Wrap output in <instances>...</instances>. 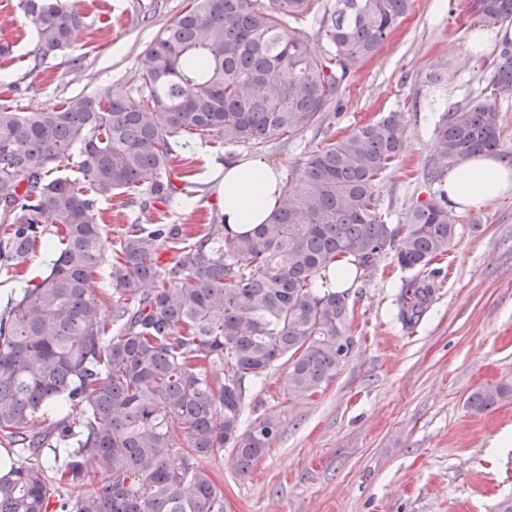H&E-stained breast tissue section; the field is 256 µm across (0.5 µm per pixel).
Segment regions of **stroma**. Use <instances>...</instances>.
<instances>
[{
  "instance_id": "obj_1",
  "label": "stroma",
  "mask_w": 512,
  "mask_h": 512,
  "mask_svg": "<svg viewBox=\"0 0 512 512\" xmlns=\"http://www.w3.org/2000/svg\"><path fill=\"white\" fill-rule=\"evenodd\" d=\"M18 2L0 0L7 18L0 41L12 45L0 58V97L31 110L106 89L128 94L144 49L187 5L67 0L84 25L70 48L36 68L35 26ZM150 11L155 17L148 25L142 17ZM479 25L468 0H413L400 25L351 76L331 127L262 148L225 150L193 139L181 155L200 191L163 216L116 199L100 202L109 239L159 218L202 230L220 211L219 157H260L285 172L329 137L389 112L405 113L407 139L377 192L389 223H403L409 207L437 189L425 171L436 157L440 113L487 93L502 42L490 40L471 57L460 52ZM440 60L452 70L435 89L426 75ZM451 218L457 235L447 255L420 272L387 256L348 288L351 348L322 391L290 396L283 362L252 387L243 425L268 417L279 432L249 474L239 473L229 448L202 460L224 491V512H495L501 499L512 497V399L483 413L466 405L480 387L512 384V193ZM423 284L433 290L425 312L418 322L403 323L402 294Z\"/></svg>"
}]
</instances>
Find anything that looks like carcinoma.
Segmentation results:
<instances>
[{"instance_id": "cac0c4a2", "label": "carcinoma", "mask_w": 512, "mask_h": 512, "mask_svg": "<svg viewBox=\"0 0 512 512\" xmlns=\"http://www.w3.org/2000/svg\"><path fill=\"white\" fill-rule=\"evenodd\" d=\"M37 32L34 67L70 47L84 16L64 0H20ZM412 0H189L144 51L131 93L71 97L22 111L0 102V268L20 272L39 243L54 255L0 310V512H224V493L199 461L226 448L250 472L278 433L271 419L240 430L249 384L288 363V391L311 397L344 364L348 296L331 287L338 258L366 271L391 253L423 270L448 251L456 225L444 191L386 222L377 185L402 155V112L352 130L288 174L274 211L245 234L224 224H132L112 244L96 215L116 195L171 208L189 170L173 143L210 136L265 146L320 127L360 64ZM487 23L512 18V0H475ZM319 14L329 49L309 51L291 25ZM490 95L441 113V180L459 158L500 145L497 96L512 92V49ZM78 156L77 177L61 168ZM169 259H164L167 253ZM106 273L122 304L109 335L90 288ZM428 285L405 291L401 319L417 322ZM222 366L212 377L208 365ZM512 397L472 392L484 412ZM184 434L176 446L175 430Z\"/></svg>"}]
</instances>
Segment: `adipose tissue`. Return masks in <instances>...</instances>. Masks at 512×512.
Masks as SVG:
<instances>
[{
  "label": "adipose tissue",
  "mask_w": 512,
  "mask_h": 512,
  "mask_svg": "<svg viewBox=\"0 0 512 512\" xmlns=\"http://www.w3.org/2000/svg\"><path fill=\"white\" fill-rule=\"evenodd\" d=\"M282 187L281 172L265 161L225 164L219 206L228 229L239 234L264 222ZM443 189L449 210L487 205L512 192V158L497 153L463 157L449 168Z\"/></svg>",
  "instance_id": "obj_1"
}]
</instances>
